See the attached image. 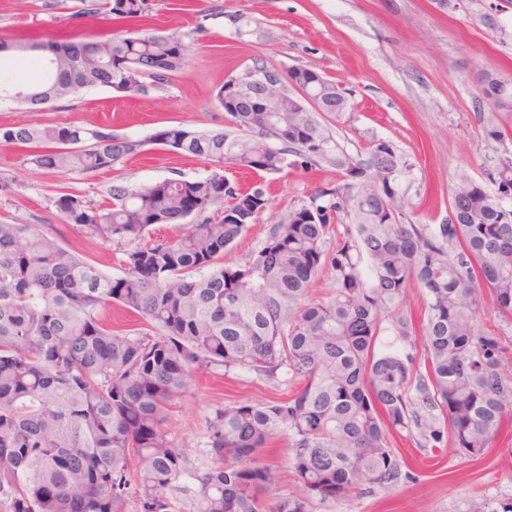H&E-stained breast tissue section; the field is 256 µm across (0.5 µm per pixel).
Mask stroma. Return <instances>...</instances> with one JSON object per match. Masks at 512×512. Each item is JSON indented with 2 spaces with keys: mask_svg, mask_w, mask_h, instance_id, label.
Returning a JSON list of instances; mask_svg holds the SVG:
<instances>
[{
  "mask_svg": "<svg viewBox=\"0 0 512 512\" xmlns=\"http://www.w3.org/2000/svg\"><path fill=\"white\" fill-rule=\"evenodd\" d=\"M110 2L96 0L97 12L85 16L83 0H0V38L103 36L117 27ZM146 23L195 41L188 66L171 83L134 97L105 87L82 89L45 112L0 102V127L78 124L137 139L172 127L224 128L228 116L215 99L216 87L260 62L281 72L307 67L351 90V119L338 124V136L352 153L371 135L394 142L410 164L399 191L410 218L423 223H442L459 175L485 180L498 158L512 153V138L498 143L483 135L478 115L487 105L477 81L487 68L512 82V0H148ZM209 172L202 160L164 145L93 172L37 169L24 164L21 148L0 145V180L11 186L0 194V222L39 225L67 250L117 276L121 251L64 223L55 198L72 192L105 207L113 188ZM228 175L244 185L265 184L268 198L266 210L225 254L228 264L245 260L271 224L336 179L319 166L275 176L238 169ZM297 388L296 382L249 372H198L172 406L166 428L198 468L205 463L206 419L215 407L285 399ZM392 443L404 480L319 512H471L481 501L512 500V428L476 461L450 447H417L403 433Z\"/></svg>",
  "mask_w": 512,
  "mask_h": 512,
  "instance_id": "35a3bbf8",
  "label": "stroma"
}]
</instances>
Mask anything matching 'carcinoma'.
<instances>
[{
    "label": "carcinoma",
    "instance_id": "cac0c4a2",
    "mask_svg": "<svg viewBox=\"0 0 512 512\" xmlns=\"http://www.w3.org/2000/svg\"><path fill=\"white\" fill-rule=\"evenodd\" d=\"M147 8L112 0L111 12L139 22ZM174 38L186 53L172 52ZM6 49L44 53L45 75L25 91L0 79V100L40 112L86 87L145 95L183 71L194 40L126 29L77 43L0 40ZM253 69L308 85L310 99L287 90L268 112L227 80L216 91L227 129L170 128L148 140L74 124L0 128V143L28 148L24 162L38 169L112 168L152 140L212 167L204 178L115 188L107 208L75 194L54 200L85 238L123 249L119 276L33 224L0 223V512H178L172 492L182 480L188 512H313L316 502L398 483V432L421 448L451 443L474 461L512 417V157L487 173L494 190L462 175L446 222L417 224L399 192L409 163L394 143L371 138L352 155L333 134L352 111L349 91L306 67ZM480 85L491 109L512 112V83L488 69ZM479 121L487 139L509 137L494 116ZM313 166L333 170L336 184L289 209L243 262L224 265L268 204L261 185L242 188L224 170ZM191 203L182 234L151 238L154 225L185 221ZM213 208L224 216L213 219ZM324 271L335 288L306 301ZM414 281L427 298L422 369L409 353L376 349L386 314ZM485 293L496 333L479 328ZM114 304L145 327L112 328L104 311ZM391 330L407 340L412 319L392 318ZM221 369L301 388L281 401L216 407L201 449L207 464L191 469L166 429L169 409L194 373ZM279 434L296 492H276L279 474L260 459Z\"/></svg>",
    "mask_w": 512,
    "mask_h": 512
}]
</instances>
